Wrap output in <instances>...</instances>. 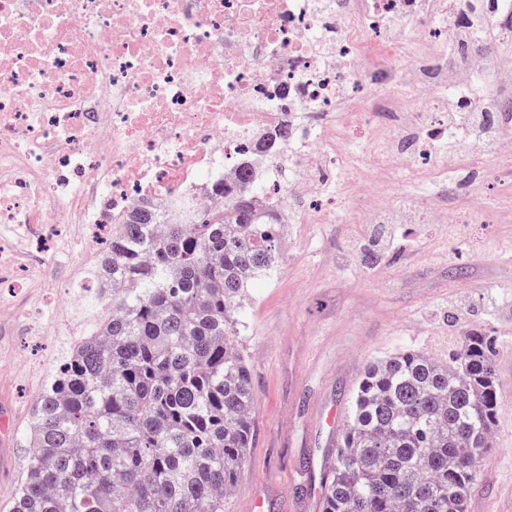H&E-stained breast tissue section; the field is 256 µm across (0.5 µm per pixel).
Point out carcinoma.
<instances>
[{
	"instance_id": "obj_1",
	"label": "carcinoma",
	"mask_w": 512,
	"mask_h": 512,
	"mask_svg": "<svg viewBox=\"0 0 512 512\" xmlns=\"http://www.w3.org/2000/svg\"><path fill=\"white\" fill-rule=\"evenodd\" d=\"M217 180L221 212L150 202L112 226L98 275L116 284L36 400L12 512H224L253 442L252 371L234 314L282 259L276 205ZM492 341L449 362L402 351L357 379L323 473L322 512H465L500 403Z\"/></svg>"
}]
</instances>
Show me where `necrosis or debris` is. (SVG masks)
<instances>
[{"label": "necrosis or debris", "instance_id": "obj_1", "mask_svg": "<svg viewBox=\"0 0 512 512\" xmlns=\"http://www.w3.org/2000/svg\"><path fill=\"white\" fill-rule=\"evenodd\" d=\"M512 0H0V266L61 226L88 240L151 201L214 209L212 179L250 164L284 224H483L444 148L475 117L473 148L512 147ZM281 134L276 159L257 153ZM376 176L330 194L348 144ZM433 194L393 197L399 172Z\"/></svg>", "mask_w": 512, "mask_h": 512}]
</instances>
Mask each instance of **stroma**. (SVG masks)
Listing matches in <instances>:
<instances>
[{
  "label": "stroma",
  "mask_w": 512,
  "mask_h": 512,
  "mask_svg": "<svg viewBox=\"0 0 512 512\" xmlns=\"http://www.w3.org/2000/svg\"><path fill=\"white\" fill-rule=\"evenodd\" d=\"M392 232L393 248L379 251L370 224L286 225L280 269L251 286L237 315L254 438L224 512H244L254 494L267 512H289L292 495L306 499L304 512H321L309 490L336 449L323 410L350 412L352 387L370 362L404 350L445 361L476 330L495 343L500 409L466 512L512 507V222L396 224ZM45 294L0 291V444L10 462L0 469V512H9L5 493L24 477L34 404L76 342L64 317L89 330L106 313L95 296L61 307L44 303ZM490 294L498 311L484 308ZM460 296L471 300L461 328L452 307Z\"/></svg>",
  "instance_id": "35a3bbf8"
}]
</instances>
